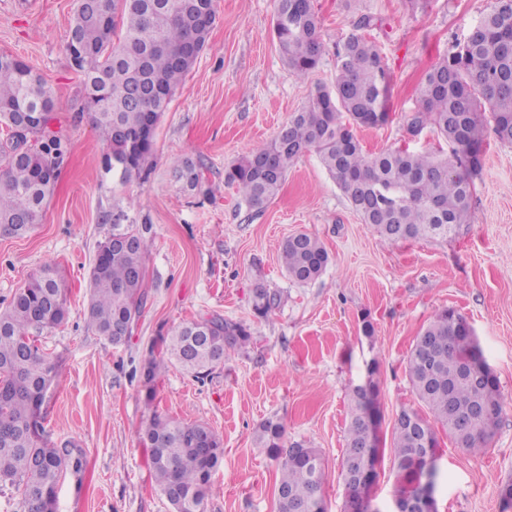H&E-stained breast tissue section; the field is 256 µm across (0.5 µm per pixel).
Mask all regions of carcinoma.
<instances>
[{"label":"carcinoma","instance_id":"cac0c4a2","mask_svg":"<svg viewBox=\"0 0 512 512\" xmlns=\"http://www.w3.org/2000/svg\"><path fill=\"white\" fill-rule=\"evenodd\" d=\"M215 22L214 0H77L70 35L86 49L77 64L83 71L85 109L107 148V169L128 179L153 155L157 124L172 96L205 49ZM274 33L291 72L306 78L322 51L312 0H275ZM336 80L320 89L268 143L243 155L224 171L245 206L261 211L276 196L288 168L304 153L317 152L323 167L361 221L390 245L442 238L469 223L473 176L482 167L484 125L480 108L492 119L494 135L512 145V0H496L458 49L427 73L410 128L415 134L434 128L456 147L455 159L436 151L397 148L364 154L354 128L378 127L389 120L390 73L378 45L353 34L336 45ZM53 97L44 80L16 58L0 60V126L11 132L0 145V230L24 235L39 223L57 175L43 167L58 165L61 140L50 134ZM43 112L30 132L39 146L20 156L14 128L21 113ZM176 179L191 178L183 188L202 187L203 165L184 155L172 161ZM150 225L126 224L120 233L134 247L107 240L90 273L89 326L110 343L116 330L132 325L146 302L145 259L151 248ZM288 277L297 283L318 278L329 262L320 241L307 233L279 244ZM278 296L256 290L255 310L265 316ZM65 288L44 269L0 311V484L19 486L25 512L34 502L55 508L60 480L85 469V454L69 444L49 447L39 417L56 362L35 344V337L65 321ZM251 338L246 326L220 315L186 323L167 337L164 358L144 371L147 401L154 382L168 365L197 379L232 359ZM409 382L430 417L415 409L402 413L410 425L394 421L393 454L402 486L399 503L414 512H437L434 490L438 467V424L457 447L477 452L494 435L503 412L497 376L486 363L467 319L443 309L416 337L407 360ZM376 368L368 382L349 395L350 420L343 478L350 503L370 499L378 454L360 455L374 431L378 382ZM150 448V467L161 494L174 512H204L213 474L224 462L221 438L205 424H184L153 415L142 433ZM257 440L280 472L278 512H325V468L318 449L287 443L285 427L266 420Z\"/></svg>","mask_w":512,"mask_h":512}]
</instances>
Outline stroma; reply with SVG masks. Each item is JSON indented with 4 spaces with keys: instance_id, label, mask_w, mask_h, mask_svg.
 Wrapping results in <instances>:
<instances>
[{
    "instance_id": "1",
    "label": "stroma",
    "mask_w": 512,
    "mask_h": 512,
    "mask_svg": "<svg viewBox=\"0 0 512 512\" xmlns=\"http://www.w3.org/2000/svg\"><path fill=\"white\" fill-rule=\"evenodd\" d=\"M323 38L317 68L304 79L288 69L273 34L274 0H215L208 44L178 88L156 131L154 155L123 180L104 168L105 149L80 109V77L65 50L76 0H0V52L30 65L51 88V128L63 156L40 222L22 236L0 235V310L43 267L68 290V317L45 331L41 347L58 363L43 407L53 444L72 442L87 458L82 479L64 476L56 512H172L155 486L142 429L159 413L203 423L224 443L205 512H277L280 474L256 442L266 419L288 441L318 448L325 466L326 512H346L342 463L349 392L377 363L380 454L370 498L394 512L399 488L391 450L401 409L417 407L406 362L423 326L441 309L472 325L500 385L504 411L480 454L441 437L437 512H512L499 490L512 481V145L486 132L474 178L471 219L447 239L390 245L363 223L310 151L289 168L261 212L249 210L224 170L269 142L320 88L332 87L336 45L372 18L367 38L391 74L390 120L356 131L364 151L409 148L449 157L453 145L433 129L412 134L427 71L463 42L495 0H313ZM204 164L201 189L183 190L171 162ZM147 224V304L126 343L115 346L86 321L89 276L115 223ZM304 232L329 254L325 272L290 280L278 244ZM278 295L258 316L254 290ZM219 315L248 327L251 341L204 379L168 370L147 400L144 368L187 322ZM375 333L365 337L364 322Z\"/></svg>"
}]
</instances>
